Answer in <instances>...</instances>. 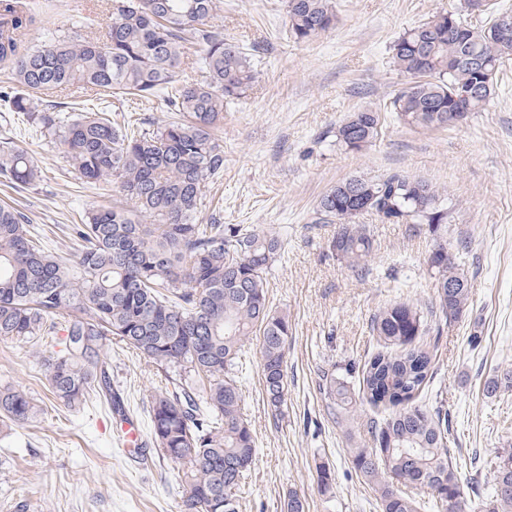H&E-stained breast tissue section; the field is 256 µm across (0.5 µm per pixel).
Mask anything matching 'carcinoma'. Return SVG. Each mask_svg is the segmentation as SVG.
Instances as JSON below:
<instances>
[{
	"mask_svg": "<svg viewBox=\"0 0 512 512\" xmlns=\"http://www.w3.org/2000/svg\"><path fill=\"white\" fill-rule=\"evenodd\" d=\"M222 0H104L105 26L91 23L25 48L37 23L6 3L0 10V60L10 64L12 90L0 93L11 112L27 115L35 131L63 149L77 179L95 184L117 177L134 201L98 209L78 229L87 246L67 258L48 250L20 211L0 205V340L38 338L49 346L64 333V348L47 360L49 391L69 407L84 404L93 388L111 402V381L101 357L113 337L165 368L168 384L150 398L153 444L184 467L180 512H239V492L255 458V439L244 417L235 372L260 336L266 403L283 419L287 381L283 369L288 316L269 305L266 275L278 260L280 238L242 224H199L195 216L206 184L224 173V142L214 129L224 106L253 88L248 53L207 24ZM288 36L314 40L336 24L335 0H285ZM472 27L460 13L438 11L399 35L393 64L411 81L391 101L409 128L448 126V113L465 119L496 94L494 78L512 54V11L496 12ZM202 52L206 73L178 80L184 49ZM82 91L74 113L38 109L32 93ZM163 93L175 117L157 128L129 129L112 118L115 96L138 104ZM381 115L359 110L335 132L353 153L371 147ZM0 173L31 185L41 171L14 142L0 141ZM387 224L447 223L428 183L394 172L355 176L320 199L316 214L338 225L333 249L352 268H364L373 238L356 218L369 211ZM436 299L445 319L466 306L471 285L442 246L428 256ZM459 287L448 290V280ZM440 323L418 307L396 303L377 311L372 331L385 350L362 369L359 391L324 376L323 394L349 404L356 393L373 405L399 410L372 427L374 446L357 448L356 470L372 483L380 512H417L415 500L385 479L427 490L442 512H479L460 485L448 448V419L441 410L414 404L432 378V358L418 339ZM199 382L204 403L196 399ZM35 412L28 394L0 386V415L25 424ZM496 484L512 487V452L500 457ZM488 512H512V490L495 492Z\"/></svg>",
	"mask_w": 512,
	"mask_h": 512,
	"instance_id": "1",
	"label": "carcinoma"
}]
</instances>
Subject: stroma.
<instances>
[{
	"label": "stroma",
	"instance_id": "stroma-1",
	"mask_svg": "<svg viewBox=\"0 0 512 512\" xmlns=\"http://www.w3.org/2000/svg\"><path fill=\"white\" fill-rule=\"evenodd\" d=\"M24 2L40 19L28 37L32 46L106 20L94 0ZM459 8L460 0H336L335 27L300 44L288 37L284 0H223L211 20L251 53L257 82L224 110V173L210 183L197 221L217 216L282 238L268 298L291 324L283 422L267 407L258 343L239 376L256 441L240 512H286L292 491L305 512H380L353 451L371 446L373 423L390 409L360 399L329 411L319 384L333 373L358 386L364 364L382 348L371 331L381 306L437 311L427 257L440 245L456 256L471 294L434 347V374L417 402L447 413L448 446L474 506L493 493L495 462L512 448V388L492 397L485 391L489 379L512 373V55L498 74V96L462 123L412 130L390 110L409 81L392 62L393 40L436 11ZM365 108L384 118L376 143L362 153L337 146V126ZM2 137L28 151L41 179L22 188L0 175V202L24 213L53 251L76 254L85 242L75 225L120 199L117 181L81 183L59 145L31 136L26 115L0 112ZM391 172L432 185L448 222L435 233L416 232L362 214L374 250L364 270L351 268L332 247L336 225L314 221L319 200L347 178ZM102 354L139 426L137 447L124 444L105 400L68 408L55 399L44 377L50 351L41 341H0V385L23 389L36 405L26 424L0 419V512H179L183 467L156 451L148 414L165 370L115 339ZM323 468L333 478L327 491L318 484Z\"/></svg>",
	"mask_w": 512,
	"mask_h": 512
}]
</instances>
